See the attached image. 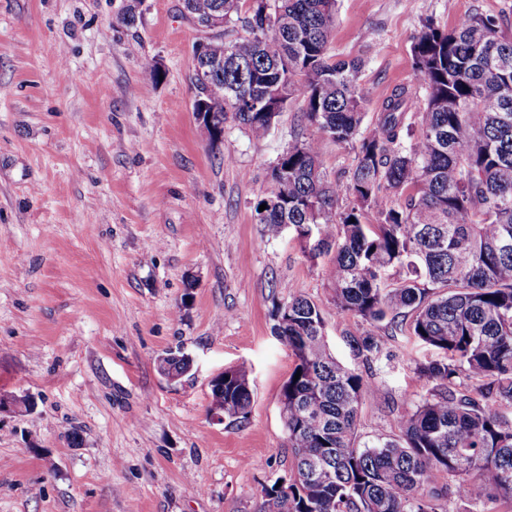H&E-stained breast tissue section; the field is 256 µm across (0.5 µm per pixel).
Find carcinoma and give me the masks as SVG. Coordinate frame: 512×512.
<instances>
[{"instance_id": "cac0c4a2", "label": "carcinoma", "mask_w": 512, "mask_h": 512, "mask_svg": "<svg viewBox=\"0 0 512 512\" xmlns=\"http://www.w3.org/2000/svg\"><path fill=\"white\" fill-rule=\"evenodd\" d=\"M184 8L226 19L246 10L224 42V96L207 109L214 125L231 117L262 139L289 100L304 103L312 133L271 167L257 201L267 205L256 212L263 237L288 230L308 259L334 254L336 314L386 320L391 335L445 355L416 366L434 386L395 416L396 433L361 445L362 398L385 394L330 352L322 306L301 295L279 304L274 331L296 358L280 398L294 466L285 486H262L258 512H444L453 496L511 508L512 38L501 19L476 12L450 29L425 24L412 47L424 104L397 85L366 125L363 59L328 55L335 0ZM323 138L352 146L347 183L321 170ZM190 367L170 353L160 370L182 377ZM251 404L244 366L211 390V407L229 418L246 420Z\"/></svg>"}]
</instances>
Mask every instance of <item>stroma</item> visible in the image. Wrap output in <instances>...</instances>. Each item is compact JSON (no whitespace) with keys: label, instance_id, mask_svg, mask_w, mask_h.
Masks as SVG:
<instances>
[{"label":"stroma","instance_id":"35a3bbf8","mask_svg":"<svg viewBox=\"0 0 512 512\" xmlns=\"http://www.w3.org/2000/svg\"><path fill=\"white\" fill-rule=\"evenodd\" d=\"M0 0V512H257L293 457L280 395L295 358L273 332L289 296L327 306V262L290 236L262 241L255 204L295 135L290 101L263 139L234 121L211 143L192 112V47L181 0ZM512 0H336L329 53L364 61L367 117L391 89L425 91L412 60L426 23L449 29ZM385 323L329 314L337 360L385 392L363 398L360 441L424 393L416 364L440 351ZM191 371L171 382L161 355ZM250 370L246 423L217 421L210 381ZM77 431L79 445L67 432Z\"/></svg>","mask_w":512,"mask_h":512}]
</instances>
